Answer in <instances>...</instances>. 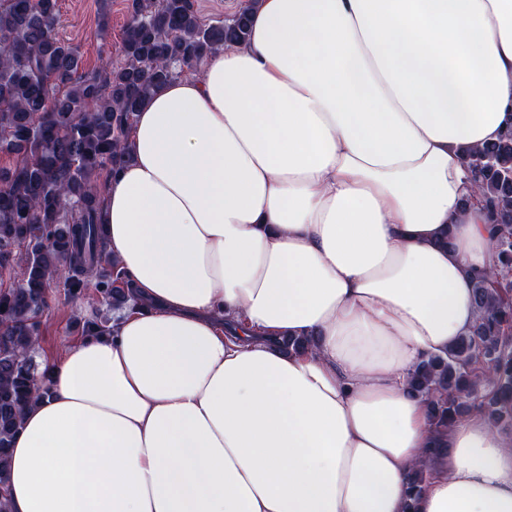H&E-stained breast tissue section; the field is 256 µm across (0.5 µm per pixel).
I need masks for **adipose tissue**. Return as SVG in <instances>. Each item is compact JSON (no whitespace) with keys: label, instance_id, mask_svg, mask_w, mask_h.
Returning <instances> with one entry per match:
<instances>
[{"label":"adipose tissue","instance_id":"1","mask_svg":"<svg viewBox=\"0 0 512 512\" xmlns=\"http://www.w3.org/2000/svg\"><path fill=\"white\" fill-rule=\"evenodd\" d=\"M235 2L248 39L127 133L137 303L50 357L8 512H405L417 467L415 512H512V439L410 392L493 266L464 154L512 129V0Z\"/></svg>","mask_w":512,"mask_h":512}]
</instances>
